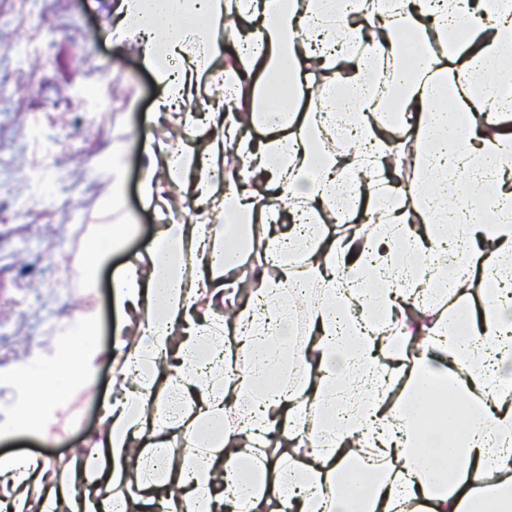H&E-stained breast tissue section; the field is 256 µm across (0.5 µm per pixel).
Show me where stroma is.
<instances>
[{"instance_id":"1","label":"stroma","mask_w":512,"mask_h":512,"mask_svg":"<svg viewBox=\"0 0 512 512\" xmlns=\"http://www.w3.org/2000/svg\"><path fill=\"white\" fill-rule=\"evenodd\" d=\"M113 2L0 0V323L9 328L0 336V372L26 362L34 341L49 344L84 310L98 318L101 355L91 388L73 391L45 435L0 441V456H28L57 473L90 451L102 407L115 395L127 311L111 281L150 249L161 208L140 194L145 153L181 146L185 113L210 111L224 74V59L214 60L186 104L159 108L164 89L137 43L112 35ZM102 87L112 109L88 123L91 93ZM111 156L124 175L118 200L103 165ZM115 224L136 231L97 261L90 247Z\"/></svg>"}]
</instances>
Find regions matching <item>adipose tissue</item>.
<instances>
[{
    "label": "adipose tissue",
    "instance_id": "adipose-tissue-1",
    "mask_svg": "<svg viewBox=\"0 0 512 512\" xmlns=\"http://www.w3.org/2000/svg\"><path fill=\"white\" fill-rule=\"evenodd\" d=\"M228 7L260 35L228 69L235 109L217 114L205 147L148 154L141 185L148 199L163 182L189 189L206 209L159 225L153 249L115 280L138 344L96 453L74 458L64 477L0 456L14 502L37 483L40 512L66 498L71 512H138V500L114 492L122 482L158 492V512L188 500L199 512L243 502L250 512H512V0H390L356 20L339 0H119L115 32L138 38L167 91L162 107L222 55L212 25ZM353 36L361 51L345 69L336 48ZM258 66L269 74L261 87ZM313 81L325 99L307 117ZM394 88L412 124L383 118ZM251 126L264 140L246 138ZM340 126L351 151L315 149ZM407 144L417 149L413 183L396 178L395 149ZM468 197L490 199L492 220L477 221ZM298 201L315 224L267 235L264 265L244 278L227 246L240 223L271 227ZM341 201L376 222L327 238ZM292 251L324 286L305 312L316 333L305 348L288 338ZM364 271L376 286L362 295L348 282ZM477 276L497 291L474 311L465 297ZM448 281L452 292L440 291ZM202 287L217 314L199 316ZM223 306L236 312L248 368H229ZM96 327L84 312L17 372L0 438L46 433L72 389L92 383ZM292 358L304 368L298 385L266 383ZM462 401L469 416L456 411ZM229 411L240 419L233 429L222 424Z\"/></svg>",
    "mask_w": 512,
    "mask_h": 512
}]
</instances>
